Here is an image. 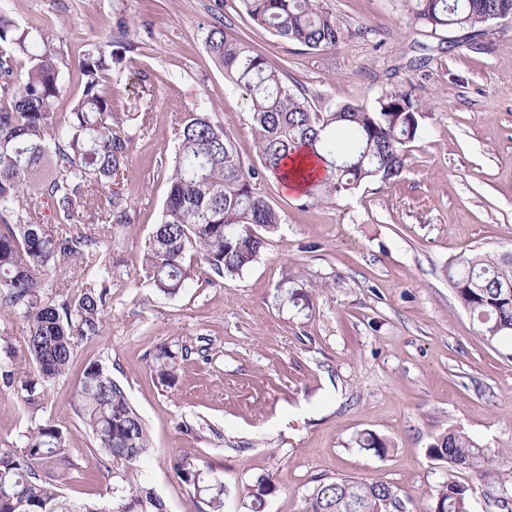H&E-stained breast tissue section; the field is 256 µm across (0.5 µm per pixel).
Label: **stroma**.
<instances>
[{"label":"stroma","instance_id":"35a3bbf8","mask_svg":"<svg viewBox=\"0 0 512 512\" xmlns=\"http://www.w3.org/2000/svg\"><path fill=\"white\" fill-rule=\"evenodd\" d=\"M348 30L315 51L256 25L240 0H0L20 28L53 35L62 96L81 93L78 63L111 42L114 116L131 139L118 175L134 219L105 244L112 298L100 336L77 342L68 370L39 410L0 384V446L35 424L57 423L75 502L115 508L147 484L165 512H199L175 457L208 462L229 491L224 512H246L238 491L261 476L277 492L265 512H304L313 488L339 477L391 485L404 512H430L446 480L430 458L434 438L461 430L495 452L488 476L463 471L471 512H500L487 488L512 497V347L487 344L457 301L448 269L475 252L512 253V22L492 24L473 49L462 32H432L404 0H322ZM245 40L313 110L372 106L382 92H411L428 118L398 181L373 182L308 205L273 178L258 190L282 223L233 278L196 280L169 298L151 288L145 245L168 193L176 123L214 112L245 165H259L251 115L205 49L209 30ZM306 291L308 315L288 301ZM203 347L176 360V380L155 371L161 346ZM102 364L124 386L152 446L139 467L101 470L76 410L85 368ZM372 431L392 450L354 442Z\"/></svg>","mask_w":512,"mask_h":512}]
</instances>
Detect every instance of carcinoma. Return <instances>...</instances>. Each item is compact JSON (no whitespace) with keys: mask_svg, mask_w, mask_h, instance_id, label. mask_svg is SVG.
<instances>
[{"mask_svg":"<svg viewBox=\"0 0 512 512\" xmlns=\"http://www.w3.org/2000/svg\"><path fill=\"white\" fill-rule=\"evenodd\" d=\"M252 21L277 37L309 50L332 49L349 32L321 0H241ZM412 19L434 30L464 31L475 38L492 22L499 0H407ZM206 50L225 78L241 91L252 118L251 132L263 169L244 166L224 126L210 112H196L177 127L178 147L171 159L169 191L159 224L143 255V269L154 287L174 297L206 267L213 277L241 274L258 257L263 234L282 223L278 210L256 191L268 175L291 176L288 159L304 150L331 169L315 179L304 196L319 202L349 193L361 184H389L408 158L409 144L426 118L403 90L383 92L370 107L344 104L314 112L291 92L279 71L249 49L245 41L214 26ZM28 61L19 71V58ZM123 58L112 42L99 43L80 60L81 95L71 112H55L61 94L60 68L51 35L20 28L0 8V307L25 323L21 350L0 345V382L26 392L25 404L42 401L39 387L63 375L75 343L102 334L112 288V264L103 258L100 225H129L128 197L112 188L126 166L129 133L113 127L112 93L106 83ZM47 198L58 222H45L38 204L25 192ZM83 224L72 231V225ZM461 305L477 320L489 342L512 344V255H471L449 269ZM65 284L60 293L45 289ZM32 363L35 374L16 367L15 358ZM176 353L156 357L164 384L175 379ZM76 411L100 451L104 468H132L151 446L142 417L122 385L99 363L90 364L78 392ZM356 444L378 457L388 441L363 431ZM428 455L448 466V479L432 512H469L473 488L454 471L483 472L494 452L464 432L439 435ZM47 465L67 475L66 437L54 422L39 423L19 446L0 448V512H106L69 500L42 480ZM177 477L203 504L199 512H224L227 489L206 462L181 455ZM277 490L272 477L239 491L248 512H264ZM118 512H164L154 492L137 486ZM391 487L355 478L320 484L308 495L305 512H401Z\"/></svg>","mask_w":512,"mask_h":512,"instance_id":"1","label":"carcinoma"}]
</instances>
